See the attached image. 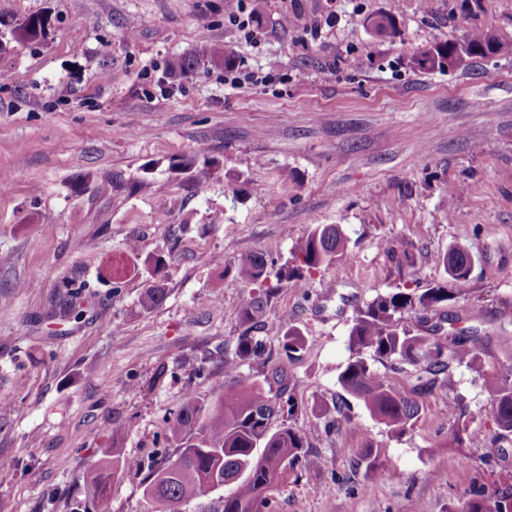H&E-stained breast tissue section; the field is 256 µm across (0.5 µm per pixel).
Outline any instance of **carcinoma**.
I'll return each instance as SVG.
<instances>
[{
    "mask_svg": "<svg viewBox=\"0 0 512 512\" xmlns=\"http://www.w3.org/2000/svg\"><path fill=\"white\" fill-rule=\"evenodd\" d=\"M375 35L385 40L397 37L398 29L387 17L372 20ZM0 26L11 28L14 40L37 42L46 36L50 20L36 14L16 24L0 18ZM464 46L474 55L499 54L503 44L490 32L475 31L461 43L448 41L434 44L416 58L424 70L448 67V51ZM233 62L230 52L219 45H209L182 58L177 68L193 71L204 60ZM178 167L190 173L188 187L198 189L205 183L207 171L196 169V161L186 158ZM346 250V238L333 224H319L298 241L291 258L281 266L279 276L289 279L305 271L327 268ZM448 276L455 281L456 295L466 292L471 256L464 248H453L438 258ZM237 278L247 291L239 304L238 316L243 330L237 337L235 356L224 359V371L235 372L247 360H262V379L254 380L237 391L213 400H203L187 393L180 408L168 421L167 438L174 445V455L154 462L144 478V495L153 512H181L192 498L208 495L228 483L236 491L224 497L223 512H267L272 499L288 477L297 473L307 461L311 448V430L291 424L298 413L295 402L296 383L288 375L285 362L304 349L305 339L297 328L281 316L276 331L281 335L282 356L277 360L265 356V344L252 331L265 326V306L273 293L267 284V262L260 252L240 254L234 262ZM452 296L438 283L431 288H405L379 296L359 311L350 331L354 347L369 348L379 361H399L414 369L409 386L399 387L378 376L362 357L348 362L338 377L343 395L333 405L335 426L350 420L345 412L348 399L361 402L372 417L391 431L401 434L418 420L420 399L434 390L450 388L453 377L450 363L477 369L480 359L461 336L438 341L430 336L399 327L405 313H428L448 304ZM491 415L500 435L512 434V367L503 369L489 387ZM281 424L272 427V422ZM141 468V464L112 451L88 476L86 489L94 498L106 495L111 480L120 474ZM464 512H512V489L492 493H474L466 500Z\"/></svg>",
    "mask_w": 512,
    "mask_h": 512,
    "instance_id": "obj_1",
    "label": "carcinoma"
}]
</instances>
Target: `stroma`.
<instances>
[{
	"label": "stroma",
	"instance_id": "35a3bbf8",
	"mask_svg": "<svg viewBox=\"0 0 512 512\" xmlns=\"http://www.w3.org/2000/svg\"><path fill=\"white\" fill-rule=\"evenodd\" d=\"M32 14L51 20L41 41L0 28V512H152L143 472L101 502L85 475L109 448L159 459L187 392L258 378L253 360L224 370L242 331L233 261L258 251L275 274L317 224L346 252L282 283L265 314L305 338L288 371L317 462L270 512H462L512 482V441L484 411L512 366V0H0V16ZM380 16L396 39L374 35ZM475 29L508 53L415 67ZM210 44L233 68L176 70ZM186 157L209 164L203 193L185 187ZM454 247L472 266L443 311L459 322L436 337L476 332L480 370L453 365V389L423 397L404 434L354 401L325 430L340 372L372 356L350 344L359 310L448 282L437 259ZM157 281L167 297L143 309Z\"/></svg>",
	"mask_w": 512,
	"mask_h": 512
}]
</instances>
